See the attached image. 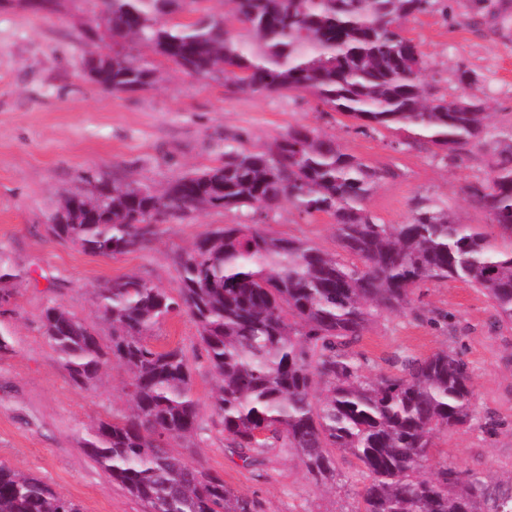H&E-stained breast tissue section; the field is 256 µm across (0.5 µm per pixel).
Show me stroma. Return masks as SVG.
<instances>
[{
	"mask_svg": "<svg viewBox=\"0 0 512 512\" xmlns=\"http://www.w3.org/2000/svg\"><path fill=\"white\" fill-rule=\"evenodd\" d=\"M93 8L92 0H79L71 14L51 19L20 6L0 11V258L15 274L10 302L0 308V335L13 347L0 356V461L40 478L82 512H143L85 447L98 420L129 413L126 370L110 363L94 385L76 389L43 332L42 311L63 304L108 338L110 329L96 312L98 288L134 275L175 290V257L201 234L246 216L206 209L160 220L144 249L108 259L55 239L51 214L67 196L91 194L97 181L136 179L161 190L185 171L221 163L233 139L263 149L288 128L308 126L384 171L367 202L380 222L403 223L428 200L459 223L487 226V213L465 188L485 179L498 152L512 146V0H467L462 7L443 0L404 23L428 62L429 85L456 97L464 89L460 73L468 71L466 89L490 114L487 146L456 159L402 132L359 133L354 120L311 96L243 94L223 78L183 74L146 51L141 58L156 72L152 86L104 90L84 78L82 64L104 42L76 37ZM262 228L336 248L328 218L308 220L288 203ZM151 342L185 351L202 405L201 443L174 444L186 461L220 474L256 512H354L363 476L350 455H339L336 483L323 487L307 478L288 449L274 450L253 467L230 454L209 406L216 381L193 319L183 314L162 322ZM355 349L365 355L369 377L395 373L403 359L442 350L460 354L473 377L475 418L438 435L436 453L492 481L512 474V329L498 326L480 290L461 281L426 284L401 312L376 316Z\"/></svg>",
	"mask_w": 512,
	"mask_h": 512,
	"instance_id": "1",
	"label": "stroma"
}]
</instances>
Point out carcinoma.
<instances>
[{"mask_svg":"<svg viewBox=\"0 0 512 512\" xmlns=\"http://www.w3.org/2000/svg\"><path fill=\"white\" fill-rule=\"evenodd\" d=\"M72 0H32L46 17ZM184 0H95L90 22L109 52L98 86L114 93L151 86L155 71L134 51L146 47L187 75H224L247 94L314 96L359 121L364 132L406 131L457 157L484 145L482 102L460 112L424 84L427 62L402 24L437 0H229L230 15L206 9L186 23L170 16ZM240 25L229 30L228 19ZM382 175L315 128H292L267 149L227 145L224 161L156 191L139 181H99L102 217L54 223V237L84 252L116 257L147 242L145 225L208 208L250 209L266 217L284 203L333 220L338 251L226 224L178 257L173 294L136 276L97 291L109 342L64 305L41 323L72 385L90 387L101 368L126 369L130 414L99 420L85 447L145 512H254L224 478L188 463L172 442L204 430L185 352L148 338L184 311L216 379L212 410L225 447L246 467L275 448L295 451L317 484L336 479L338 452L367 482L356 512H512V477L496 482L445 460L423 475L433 437L473 420V381L458 355L406 359L400 372L368 378L351 350L373 317L398 312L414 291L460 280L484 292L501 326L512 328V150L489 176L467 186L497 234L456 222L430 202L403 224H381L366 202ZM0 512H81L41 479L0 463Z\"/></svg>","mask_w":512,"mask_h":512,"instance_id":"cac0c4a2","label":"carcinoma"}]
</instances>
